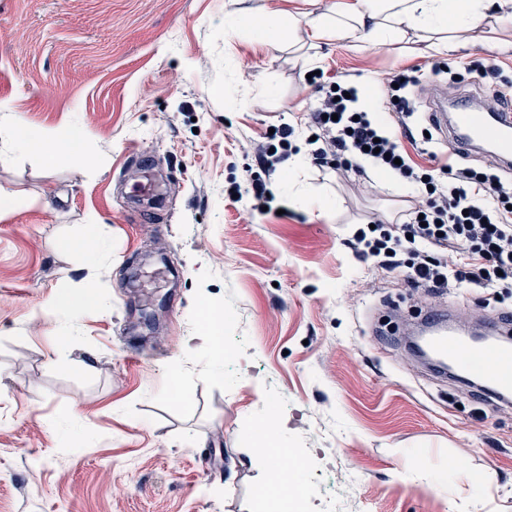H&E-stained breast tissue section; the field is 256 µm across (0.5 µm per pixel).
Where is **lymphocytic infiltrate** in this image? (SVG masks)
<instances>
[{
  "instance_id": "f902f5d3",
  "label": "lymphocytic infiltrate",
  "mask_w": 512,
  "mask_h": 512,
  "mask_svg": "<svg viewBox=\"0 0 512 512\" xmlns=\"http://www.w3.org/2000/svg\"><path fill=\"white\" fill-rule=\"evenodd\" d=\"M422 82L412 70L390 72L383 90L394 123L390 129L362 106V91L348 75L314 84L308 113L312 164L360 186L369 183V169L388 172L425 198L408 221H375L357 229L347 246L375 269L404 273L414 288H511L512 181L502 179L499 164L487 160L476 168L467 164L466 150L434 151L430 157L438 172L433 175L401 147L405 140L415 145L426 139L413 94ZM294 137L287 123L265 134L255 155L262 175L248 189L253 211L275 202V176L298 151Z\"/></svg>"
}]
</instances>
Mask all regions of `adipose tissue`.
Here are the masks:
<instances>
[{
  "instance_id": "adipose-tissue-1",
  "label": "adipose tissue",
  "mask_w": 512,
  "mask_h": 512,
  "mask_svg": "<svg viewBox=\"0 0 512 512\" xmlns=\"http://www.w3.org/2000/svg\"><path fill=\"white\" fill-rule=\"evenodd\" d=\"M491 6L492 0H338L336 7L312 19L302 14L260 20L245 16L238 24L273 48L281 42L282 29L299 32L306 28L314 39L333 36L361 42L370 49L399 42L406 32L412 31L441 49L480 24ZM49 140L55 143L49 154L50 162L64 164L80 159L73 135L52 137L13 121L0 124V141L12 143L21 151L40 149Z\"/></svg>"
}]
</instances>
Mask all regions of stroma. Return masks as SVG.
I'll use <instances>...</instances> for the list:
<instances>
[{
  "label": "stroma",
  "instance_id": "35a3bbf8",
  "mask_svg": "<svg viewBox=\"0 0 512 512\" xmlns=\"http://www.w3.org/2000/svg\"><path fill=\"white\" fill-rule=\"evenodd\" d=\"M334 2L0 0V117L77 130L94 160L51 166L0 143V512H263L280 464L251 452L276 437L305 512H512V405L437 379L382 324L439 309L473 323L512 293H427L359 262L358 225L396 221L414 193L384 173L357 195L287 163L281 215L227 193L269 126L308 136L310 70L366 86L437 62L444 83L480 60L512 81V48L487 49L512 37V0L441 52L411 34L272 49L237 25ZM90 221L107 237L95 265L62 248ZM89 286L99 303L77 321L50 309ZM214 312L219 342L241 340L229 364L200 339Z\"/></svg>",
  "mask_w": 512,
  "mask_h": 512
}]
</instances>
